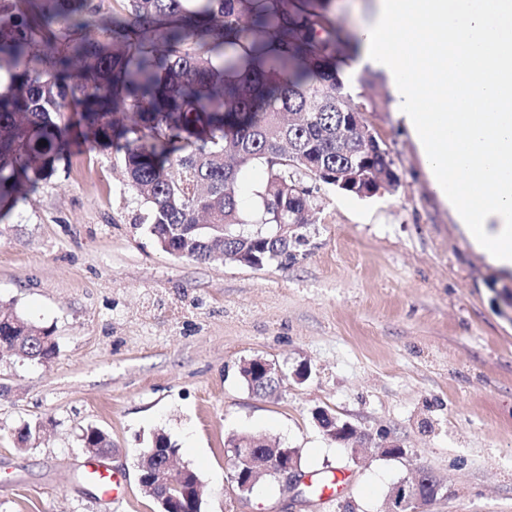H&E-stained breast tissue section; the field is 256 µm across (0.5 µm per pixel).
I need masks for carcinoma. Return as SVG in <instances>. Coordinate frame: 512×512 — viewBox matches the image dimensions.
Listing matches in <instances>:
<instances>
[{
    "label": "carcinoma",
    "instance_id": "1",
    "mask_svg": "<svg viewBox=\"0 0 512 512\" xmlns=\"http://www.w3.org/2000/svg\"><path fill=\"white\" fill-rule=\"evenodd\" d=\"M332 0H0V220L27 186L46 179L76 145L122 153L148 206V230L170 254L206 262L264 253L292 266L303 242L277 224H308L309 179L358 198L377 181L396 189L388 152L356 124L340 65L355 51ZM99 37L89 35L91 28ZM266 179L250 219L239 206L242 174ZM245 224L270 229L248 233ZM0 320L6 360L50 361L57 342ZM249 388L272 397L280 383L244 366ZM82 446L112 447L95 427Z\"/></svg>",
    "mask_w": 512,
    "mask_h": 512
}]
</instances>
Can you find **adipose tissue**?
I'll return each mask as SVG.
<instances>
[{
    "instance_id": "1",
    "label": "adipose tissue",
    "mask_w": 512,
    "mask_h": 512,
    "mask_svg": "<svg viewBox=\"0 0 512 512\" xmlns=\"http://www.w3.org/2000/svg\"><path fill=\"white\" fill-rule=\"evenodd\" d=\"M353 70L382 73L432 189L512 271V0H375Z\"/></svg>"
}]
</instances>
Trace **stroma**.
Listing matches in <instances>:
<instances>
[{"label":"stroma","mask_w":512,"mask_h":512,"mask_svg":"<svg viewBox=\"0 0 512 512\" xmlns=\"http://www.w3.org/2000/svg\"><path fill=\"white\" fill-rule=\"evenodd\" d=\"M348 92L399 186L358 199L313 185L295 265L165 253L110 150L59 161L0 221V304L58 344L44 364L0 361V512H156L136 461L157 431L199 473L202 512H385L419 470L443 484L424 512H512V275L432 191L384 78L353 77ZM256 357L283 371L276 397L247 388ZM318 408L355 428L365 457L322 432ZM26 422L44 431L21 452L12 432ZM90 425L112 440L118 498L85 475ZM235 435L275 439L298 449L303 473L348 481L327 501L275 481L239 497ZM387 440L401 455H384Z\"/></svg>","instance_id":"obj_1"}]
</instances>
